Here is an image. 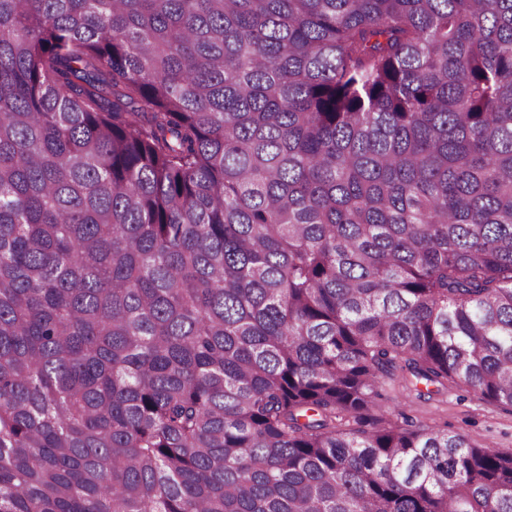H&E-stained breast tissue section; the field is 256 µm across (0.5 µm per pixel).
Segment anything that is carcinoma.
<instances>
[{
  "label": "carcinoma",
  "instance_id": "1",
  "mask_svg": "<svg viewBox=\"0 0 512 512\" xmlns=\"http://www.w3.org/2000/svg\"><path fill=\"white\" fill-rule=\"evenodd\" d=\"M512 0H0V512H512ZM382 394V409L394 419L403 413L414 421L459 433L472 444L512 452V409L491 405L465 386L448 385L447 391L429 400L398 386H385Z\"/></svg>",
  "mask_w": 512,
  "mask_h": 512
}]
</instances>
